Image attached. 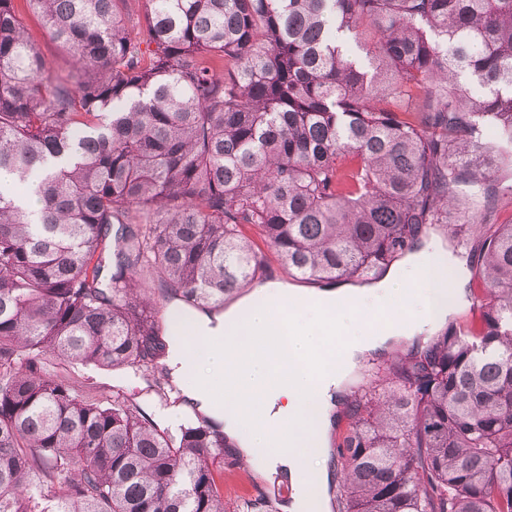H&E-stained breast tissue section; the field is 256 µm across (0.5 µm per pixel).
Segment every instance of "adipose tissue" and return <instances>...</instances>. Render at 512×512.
<instances>
[{"label":"adipose tissue","mask_w":512,"mask_h":512,"mask_svg":"<svg viewBox=\"0 0 512 512\" xmlns=\"http://www.w3.org/2000/svg\"><path fill=\"white\" fill-rule=\"evenodd\" d=\"M466 302L462 262L429 242L370 286L267 282L224 314L170 316V374L187 401L220 418L239 454L287 479L284 512H313L327 487V436L338 396L368 355L432 335ZM202 345L186 369V336Z\"/></svg>","instance_id":"ef3b65f1"}]
</instances>
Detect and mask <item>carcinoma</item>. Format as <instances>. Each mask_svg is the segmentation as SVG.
Listing matches in <instances>:
<instances>
[{
  "label": "carcinoma",
  "instance_id": "1",
  "mask_svg": "<svg viewBox=\"0 0 512 512\" xmlns=\"http://www.w3.org/2000/svg\"><path fill=\"white\" fill-rule=\"evenodd\" d=\"M0 0V512H227L224 422L172 434L44 361L156 369L157 305L264 279L382 278L512 171V0ZM480 327L419 342L345 406L338 512H512V224L472 255ZM16 3L18 8L23 11V18L29 33L44 56L50 72L55 74L71 69L73 61L70 55L44 30L40 20L24 9L23 0H17Z\"/></svg>",
  "mask_w": 512,
  "mask_h": 512
}]
</instances>
